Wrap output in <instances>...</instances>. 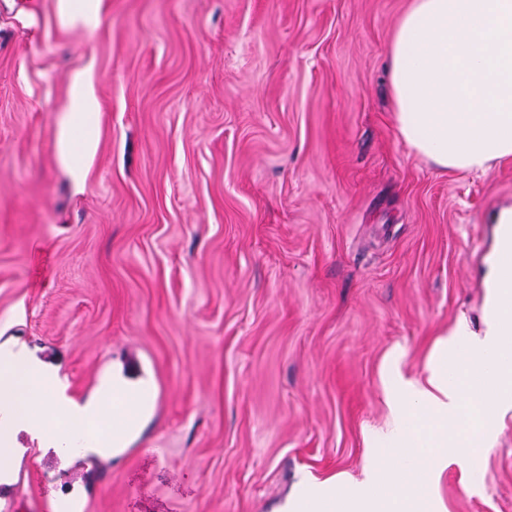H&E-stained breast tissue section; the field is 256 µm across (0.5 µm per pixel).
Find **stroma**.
Returning <instances> with one entry per match:
<instances>
[{"instance_id":"obj_1","label":"stroma","mask_w":512,"mask_h":512,"mask_svg":"<svg viewBox=\"0 0 512 512\" xmlns=\"http://www.w3.org/2000/svg\"><path fill=\"white\" fill-rule=\"evenodd\" d=\"M0 0V343L79 398L149 377L117 457L26 434L14 512H275L398 456L386 394L480 329L489 214L512 163L442 172L397 136L385 61L409 0ZM101 139L84 193L56 160L70 70ZM435 512H512V410L429 486ZM61 22L84 33L94 32L102 20V0H59Z\"/></svg>"}]
</instances>
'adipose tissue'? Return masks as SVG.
Returning <instances> with one entry per match:
<instances>
[{"label": "adipose tissue", "instance_id": "adipose-tissue-1", "mask_svg": "<svg viewBox=\"0 0 512 512\" xmlns=\"http://www.w3.org/2000/svg\"><path fill=\"white\" fill-rule=\"evenodd\" d=\"M65 26L94 32L102 0H58ZM386 73L400 139L441 171L483 173L512 161V0H411L389 42ZM68 102L56 118V157L75 189H83L99 146L100 102L93 70L67 76ZM496 244L483 283L493 302L474 331L460 318L451 333L447 371L404 386L409 406L434 426L422 434L403 418L409 448L424 449L425 468L395 467L402 482L426 485L428 470L447 457L487 444L495 411L512 408V205L495 210ZM422 512L421 498L402 504L371 486L317 484L310 512Z\"/></svg>", "mask_w": 512, "mask_h": 512}]
</instances>
